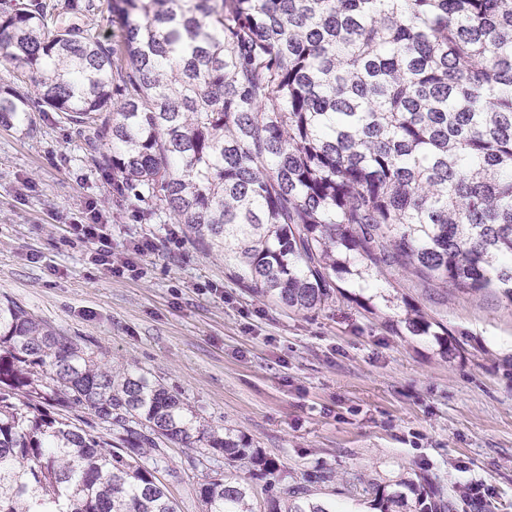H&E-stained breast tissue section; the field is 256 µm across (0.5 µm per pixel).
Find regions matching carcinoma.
Returning a JSON list of instances; mask_svg holds the SVG:
<instances>
[{
	"mask_svg": "<svg viewBox=\"0 0 512 512\" xmlns=\"http://www.w3.org/2000/svg\"><path fill=\"white\" fill-rule=\"evenodd\" d=\"M112 46L35 4L0 14V49L39 106L108 146L116 198L164 213L254 295L295 312L339 283L397 297L384 268L512 303V0H113ZM0 94V125L30 122ZM446 359L448 328L397 320ZM91 415L100 432L44 408ZM211 454L204 512H257L236 467L272 463L131 365L99 364L0 301V512H177L166 447ZM224 471H219V468ZM268 512H330L283 488ZM377 512H455L437 479L376 489Z\"/></svg>",
	"mask_w": 512,
	"mask_h": 512,
	"instance_id": "obj_1",
	"label": "carcinoma"
}]
</instances>
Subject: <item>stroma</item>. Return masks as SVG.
I'll use <instances>...</instances> for the list:
<instances>
[{"label": "stroma", "instance_id": "1", "mask_svg": "<svg viewBox=\"0 0 512 512\" xmlns=\"http://www.w3.org/2000/svg\"><path fill=\"white\" fill-rule=\"evenodd\" d=\"M42 2L49 23H79L111 44L122 36L108 0ZM91 202L113 253L129 260L123 275L68 237ZM144 209L117 202L111 171L57 113L0 126V299L86 344L101 363L151 373L206 424L245 437L272 463L240 471L260 510L285 484L331 512H373V484L423 472L447 485L458 512H512L511 301L386 271L382 287L440 320L462 347L445 362L428 339L397 332L395 311L353 301L352 287L311 313L255 296L223 257ZM144 240L152 249L133 253ZM168 464L178 512H203L202 456L174 445ZM326 472L331 480L321 481Z\"/></svg>", "mask_w": 512, "mask_h": 512}]
</instances>
